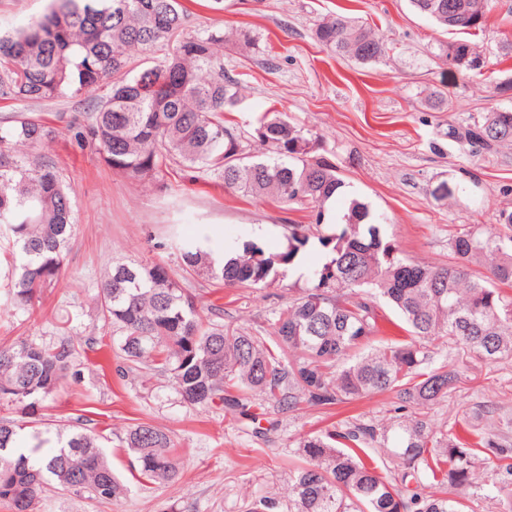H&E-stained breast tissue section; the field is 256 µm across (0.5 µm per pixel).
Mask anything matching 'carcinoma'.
Listing matches in <instances>:
<instances>
[{
  "instance_id": "cac0c4a2",
  "label": "carcinoma",
  "mask_w": 512,
  "mask_h": 512,
  "mask_svg": "<svg viewBox=\"0 0 512 512\" xmlns=\"http://www.w3.org/2000/svg\"><path fill=\"white\" fill-rule=\"evenodd\" d=\"M413 10L456 34L484 28L490 0H410ZM186 0H50L27 26L0 34V100L40 102L104 91L84 119L67 122L76 142L95 149L116 174L154 183L172 164L189 180L214 176L244 196L312 208L314 223L290 224L287 246L258 242L215 251L176 244L183 275L163 264L114 261L98 285V320L112 329L116 374L168 377L188 404L218 407L252 425L269 410L292 412L306 402L323 408L395 392L399 415L382 426L351 418L300 437L301 462L290 472L288 504L266 492L244 512H469L474 497L508 498L512 512V417L495 405L465 412L450 428L430 425L427 410L457 389L466 356L512 359V211H501L495 238L471 224L448 238L452 260L413 262L388 237L385 218L352 196L330 222L326 204L345 182L317 155L316 139L280 112L265 113L250 149L224 112L241 101V80L224 71V32L190 34ZM177 39L164 61L139 70L136 55ZM315 40L338 57L381 61L385 40L343 15L327 17ZM433 57L481 76L480 55L465 39L440 43ZM58 130L17 112L0 121V227L13 264L9 294L30 309L56 286L74 236L71 187L58 162L39 151ZM464 140L478 150L512 143V108L494 109L468 125ZM318 239L325 260L306 270L310 286L271 312L269 329L224 324V309L202 310L196 278L235 288H262ZM485 262V272L471 265ZM391 307L407 336L382 339L377 301ZM448 339V359L434 364L431 345ZM68 329L46 345L22 339L0 348V402L28 415L67 376L79 375ZM0 417V503L35 512L50 488L118 500L128 488L91 430L71 425L53 440ZM124 443L141 479L179 477L177 444L164 428L141 422ZM393 449L396 472L367 461L371 448ZM483 469L491 480L479 483ZM454 493L447 492V487Z\"/></svg>"
}]
</instances>
